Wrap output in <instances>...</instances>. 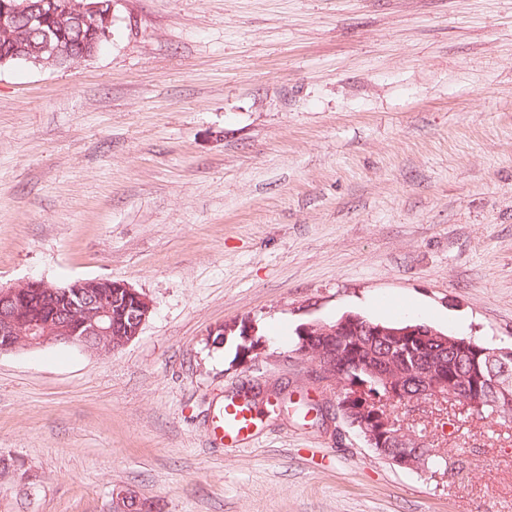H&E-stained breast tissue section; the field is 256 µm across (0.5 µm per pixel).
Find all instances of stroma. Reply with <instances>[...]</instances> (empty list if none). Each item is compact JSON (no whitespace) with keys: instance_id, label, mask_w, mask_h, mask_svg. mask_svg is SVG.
Segmentation results:
<instances>
[{"instance_id":"35a3bbf8","label":"stroma","mask_w":512,"mask_h":512,"mask_svg":"<svg viewBox=\"0 0 512 512\" xmlns=\"http://www.w3.org/2000/svg\"><path fill=\"white\" fill-rule=\"evenodd\" d=\"M113 15L88 59L0 67V285L112 278L153 310L111 354H0V512H512V412L409 418L459 466L405 470L294 352L350 312L512 345V0ZM239 391L252 443H210Z\"/></svg>"}]
</instances>
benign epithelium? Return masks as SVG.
Listing matches in <instances>:
<instances>
[{
    "label": "benign epithelium",
    "mask_w": 512,
    "mask_h": 512,
    "mask_svg": "<svg viewBox=\"0 0 512 512\" xmlns=\"http://www.w3.org/2000/svg\"><path fill=\"white\" fill-rule=\"evenodd\" d=\"M113 0H0V66L25 59L37 65L59 66L93 56L92 45L76 50L69 41L72 29H87L95 38L112 36ZM24 18L41 36L37 44L17 42L16 22ZM152 301L121 280L74 281L64 286L30 280L10 287L0 286V354L46 345L78 346L87 351L112 352L135 339L151 314ZM304 345L297 354L313 366L315 377L337 389L338 409L349 426L380 456L406 470L419 471L423 458L417 452L393 454L394 443L418 438L406 429L402 414L426 402L449 401L465 411L482 405L483 376L448 379V361L424 357L414 370L419 393H407L405 374L396 368L395 347L407 339L420 346L441 344L458 354L474 352L493 359L499 352L487 350L475 340L447 336L427 325L403 329L373 326L355 314L332 324L314 322L300 327ZM387 338L389 350L373 362L360 366L380 379L386 395L368 391L367 384L346 381L342 376L343 347L354 354L366 347L365 336ZM497 390L512 398V367L502 363L494 378Z\"/></svg>",
    "instance_id": "1"
}]
</instances>
